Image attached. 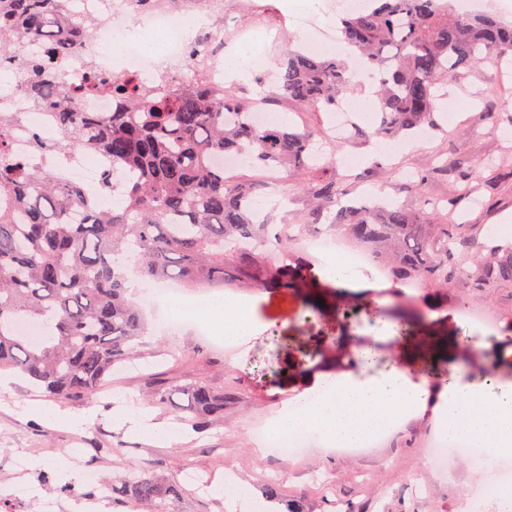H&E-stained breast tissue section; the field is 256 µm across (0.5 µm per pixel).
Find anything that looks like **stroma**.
<instances>
[{"instance_id": "obj_1", "label": "stroma", "mask_w": 512, "mask_h": 512, "mask_svg": "<svg viewBox=\"0 0 512 512\" xmlns=\"http://www.w3.org/2000/svg\"><path fill=\"white\" fill-rule=\"evenodd\" d=\"M264 12L273 15L276 27L270 41L261 47L269 64L267 76L248 74L228 82L225 90L238 98L258 101L276 89L277 56L298 47L304 30L293 21L296 0H262ZM497 87L512 91V61L481 64L449 80L442 88L443 103L436 114L437 129L422 136L400 140L395 155L381 147L386 140L374 133L376 115L362 113L360 125L370 136L328 146L337 159V176H350L351 197L364 193L394 200L408 209L437 201L448 194L447 176L437 174L442 160L454 154L474 160L488 157L512 165V125L491 129L486 119L485 92ZM358 158L350 166V158ZM430 172L422 187H414L395 173ZM493 170H484L471 199L459 205L462 222L495 225L512 216V177L494 180ZM425 289L381 299L389 318L381 325L339 326L340 300L334 290L319 291L318 303L308 305L297 296L272 290H256L247 299L253 309L256 330L240 343L232 362H225L223 347L193 336L189 330L161 326L153 312H146L149 334L146 349L175 347L185 353L181 363L158 362L146 374L126 370L113 373L108 397H94L66 403L43 397L22 378L8 376L7 388H0V482L9 480V459L22 450L34 476L48 473L57 486L78 482L81 463L95 467L104 483H112L126 470L136 468L161 486L179 485L185 472L193 470L220 480L232 470L237 482L250 484L257 498H264L270 483H278L282 499L300 504L304 512H332L339 503L344 512H470L469 498L480 479L465 459L451 462L439 471L427 463L429 442L437 433L440 396H432L423 408L397 424L382 445L362 449L350 456L337 449L313 445L292 460L275 454L261 455L251 439L253 431L276 417L284 404L307 393L300 381L282 375L270 377L258 371L260 359L275 357L280 365L294 370L312 369L315 361L306 350L321 343L328 355L336 356V371L355 379L379 377L397 369L415 382L437 354L450 356L461 368L465 380L498 392L502 383L512 381V348H502L499 330L467 321L461 307L489 309L501 326L512 321V288L497 286L475 294L464 288L448 291V306L427 309ZM426 312L430 331L406 346H399L394 319L409 307ZM374 342L380 361L372 369L352 364L349 356L365 342ZM203 379L224 390V419L197 434L180 424L177 415L163 406L151 407L157 421L173 422L178 435L172 442L143 438L113 417L129 408L147 406L144 393L160 383ZM43 401L49 408L69 415L85 416L86 424L75 428L62 421L24 415L27 402ZM83 449L75 457V449ZM333 474L331 490L312 482L313 473Z\"/></svg>"}]
</instances>
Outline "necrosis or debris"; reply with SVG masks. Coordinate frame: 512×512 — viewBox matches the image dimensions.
Listing matches in <instances>:
<instances>
[{"instance_id": "obj_1", "label": "necrosis or debris", "mask_w": 512, "mask_h": 512, "mask_svg": "<svg viewBox=\"0 0 512 512\" xmlns=\"http://www.w3.org/2000/svg\"><path fill=\"white\" fill-rule=\"evenodd\" d=\"M367 0H318L314 9H302L297 17L305 31L321 44L338 42L334 28L323 23L322 17L331 12L362 10ZM62 14L68 18L91 16L96 27L91 42L73 47L61 60L70 81H81L88 69L110 77L128 74L155 83L176 75L187 79L189 66L198 61L208 64V78L216 87L224 85V33L213 29V22L224 19V0H59ZM135 16L141 29L150 33L157 52L144 50L136 40L120 41L127 16ZM121 43V53H113L114 43ZM0 112L11 117L10 147L14 154L28 155L34 139L56 141L61 132L52 106L33 108L24 88L10 83L0 86ZM112 173L114 185H121L124 173L113 172L110 160L103 155L72 154L61 170L69 182L97 186L102 174ZM308 246L318 255L344 259L362 270H371L385 277L383 267L376 265L370 253L363 249L348 250L333 235L319 232L310 236ZM16 477L0 485V512H57L58 503L43 498L40 486L32 477L24 457L11 460Z\"/></svg>"}]
</instances>
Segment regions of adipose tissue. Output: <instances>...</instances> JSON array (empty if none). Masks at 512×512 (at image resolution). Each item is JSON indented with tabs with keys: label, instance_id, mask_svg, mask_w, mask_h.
I'll return each mask as SVG.
<instances>
[{
	"label": "adipose tissue",
	"instance_id": "ef3b65f1",
	"mask_svg": "<svg viewBox=\"0 0 512 512\" xmlns=\"http://www.w3.org/2000/svg\"><path fill=\"white\" fill-rule=\"evenodd\" d=\"M206 309L225 340L238 343L250 338L255 322L241 299H214ZM428 395L427 382L412 381L401 371L363 380L339 376L328 382L315 402L280 413L270 423L268 435L276 441L283 434L305 431L327 448H358L424 405ZM442 396L439 428L445 440L465 439L512 455V383L491 397L482 386L456 378Z\"/></svg>",
	"mask_w": 512,
	"mask_h": 512
}]
</instances>
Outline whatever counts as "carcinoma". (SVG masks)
<instances>
[{
	"instance_id": "cac0c4a2",
	"label": "carcinoma",
	"mask_w": 512,
	"mask_h": 512,
	"mask_svg": "<svg viewBox=\"0 0 512 512\" xmlns=\"http://www.w3.org/2000/svg\"><path fill=\"white\" fill-rule=\"evenodd\" d=\"M55 0H0V73L19 74L33 106L57 107L61 138L33 141L36 153L62 158L74 151L105 154L112 167L132 177L120 186V209L106 208L108 177L94 189L36 169L9 145V119L0 113V371L16 370L45 395L60 401L92 398L119 365L143 357L139 340L147 326L128 296L124 266L133 263L145 281L177 280L189 288L222 287L230 280L250 288L292 291L301 297L323 287L312 263L287 253L288 236L255 220L259 187L228 183L220 160L236 152L258 167L298 176L288 189L309 200L306 223L322 220L370 248L390 280L432 289L448 306V289L474 293L512 285V243L490 247L473 270L454 265L471 248L466 224L435 221L467 198L486 165L456 156L438 171L452 194L430 208L397 204H340L343 183L321 170L334 156L315 159L320 127L247 120L249 105L209 87L206 67L184 87H150L133 76L106 81L95 70L76 84L43 82L64 50ZM337 24L372 75L378 100L374 134L397 136L436 125L439 86L462 69L487 59L512 57V21L462 12L452 0H368L359 13L340 14ZM50 50L29 51L34 37ZM276 94L301 110L329 111L352 87L347 62L319 53L284 52ZM112 94L108 115L84 112L85 96ZM491 123L512 122V98L486 113ZM80 207L84 220L69 213ZM22 319L43 325L38 342L21 335ZM178 407L187 422L205 430L224 418V390L203 380L154 386L145 400ZM112 504L136 512H175L182 494L161 487L140 470L111 486Z\"/></svg>"
}]
</instances>
